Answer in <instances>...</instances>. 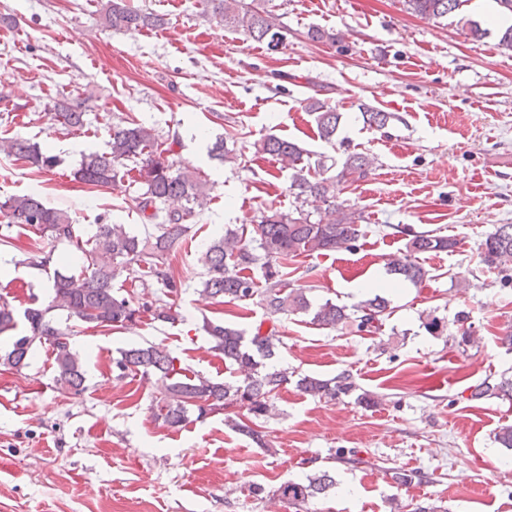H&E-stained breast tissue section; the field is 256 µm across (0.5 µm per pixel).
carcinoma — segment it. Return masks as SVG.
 <instances>
[{
    "label": "carcinoma",
    "instance_id": "cac0c4a2",
    "mask_svg": "<svg viewBox=\"0 0 512 512\" xmlns=\"http://www.w3.org/2000/svg\"><path fill=\"white\" fill-rule=\"evenodd\" d=\"M406 9L428 21H438L458 11L463 0H402ZM214 18L224 27L241 30L257 42L266 44L270 51L286 46L288 30L265 11H257L242 0H209ZM106 23L114 30L160 28L166 19L128 3L111 0L105 13ZM58 117L67 130L86 125V112L79 104H56ZM305 111L315 116L320 138L330 142L336 136L341 113L316 98L307 99ZM362 118L369 127L382 129L392 119V113L363 106ZM106 150L84 156L74 172L80 182L93 187H117L133 171L138 177V194L132 197L136 209L153 220L164 211V206L177 204L166 212L159 224L160 232L141 237L124 224H98L87 233L65 212L46 206L32 195H15L0 201V215L7 223L27 227L57 242L78 246L82 266L77 271L54 273L52 297L47 306L33 303L23 316L30 334L16 336L12 348L0 360L11 368L28 365L35 342L47 343L54 354L56 381L79 394L84 390L85 373L79 354L70 346L71 326L61 325L50 318L53 310L67 312V319L112 329H124L150 312L153 319L173 323L177 311L171 303H160L144 294L139 299L124 296L114 290V269L122 266L132 275V281L144 288L154 285L162 294L176 297L182 288L167 269L171 252L188 237V221L209 204L207 181L196 172L177 165L170 159L172 144L159 140L154 130L134 120L119 123L108 131ZM9 154L40 169H50L57 163L54 155L42 152L28 140L16 137L0 143ZM257 152L274 158L280 168L290 173V189L295 199L312 197L326 205L338 216L326 222L313 221L310 215H297L278 210H265L255 227L256 246L242 243L233 230L213 240L202 250L199 261L205 267L201 294L212 299L247 304L253 300L273 312L304 311L312 313L311 323L322 329L353 326L356 331L378 330L386 317L389 302L379 294L356 306V315L327 300L315 307L301 291L290 289L288 264L301 255H320L323 252L348 248L362 236L361 227L353 212H345L336 204L337 187L365 179L373 165L366 154L348 156L334 176L329 168L318 163L312 169L302 164L304 150L296 143L275 135H268L256 145ZM454 241L432 234L418 233L407 243V254L388 263V271L415 284L427 278L423 267L411 256L419 252L449 251ZM512 257V224H499L480 244V258L490 271L498 272L503 285L512 283V274L503 267L504 259ZM264 282V288L257 287ZM14 309L8 301L0 300V333L13 329ZM203 331L213 342V349L224 355V360L238 367L242 382L229 385L198 373L187 375V368L177 365L178 358L166 348L148 344L120 352L115 365L121 373L135 372L145 379H155L159 389V416L164 425L177 427L197 412L202 418L219 413L230 406L246 411L249 421L265 419L271 409L270 400L282 386L288 384V369H279L275 358L283 347L282 337L274 328L264 333L256 327L251 336L219 322L206 320ZM298 390L313 399L334 400L357 393L356 401L365 406L375 405L379 398L368 391H359V385L348 370L329 379L304 375L296 381ZM498 395L512 400V377L500 381L482 382L473 396ZM335 486V479L327 470H319L304 482L288 481L274 491V496L293 506H303L310 500L326 494Z\"/></svg>",
    "mask_w": 512,
    "mask_h": 512
}]
</instances>
